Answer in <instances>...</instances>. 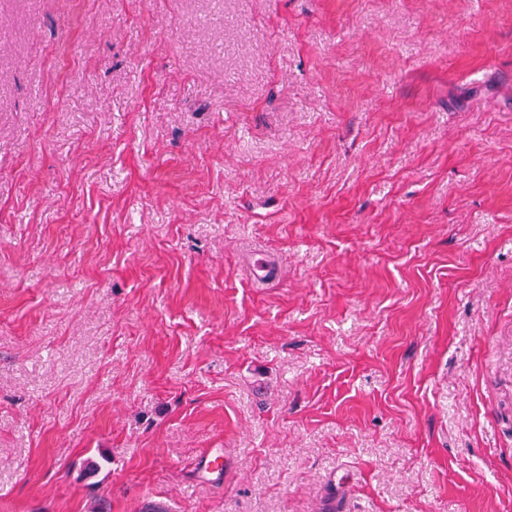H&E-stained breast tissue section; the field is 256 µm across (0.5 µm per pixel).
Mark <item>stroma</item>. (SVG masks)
I'll use <instances>...</instances> for the list:
<instances>
[{
	"label": "stroma",
	"mask_w": 512,
	"mask_h": 512,
	"mask_svg": "<svg viewBox=\"0 0 512 512\" xmlns=\"http://www.w3.org/2000/svg\"><path fill=\"white\" fill-rule=\"evenodd\" d=\"M148 494L512 512V0H0V512Z\"/></svg>",
	"instance_id": "1"
}]
</instances>
